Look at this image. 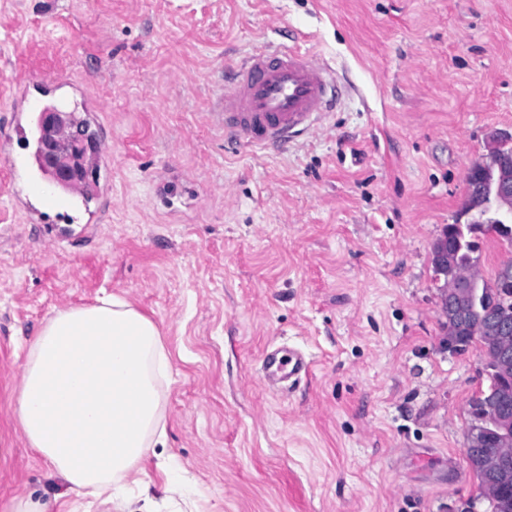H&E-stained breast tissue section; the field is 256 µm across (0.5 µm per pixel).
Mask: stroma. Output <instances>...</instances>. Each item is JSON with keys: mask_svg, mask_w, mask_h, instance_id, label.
Returning a JSON list of instances; mask_svg holds the SVG:
<instances>
[{"mask_svg": "<svg viewBox=\"0 0 512 512\" xmlns=\"http://www.w3.org/2000/svg\"><path fill=\"white\" fill-rule=\"evenodd\" d=\"M265 43L339 88L281 150L214 119ZM61 71L103 105L85 118L112 191L29 223L0 152V512H119L68 491L13 414L46 318L110 294L171 362L141 512H486L464 457L483 356L440 344L432 249L475 220L466 173L512 126V0H0V83ZM277 348L310 362L299 383L268 386Z\"/></svg>", "mask_w": 512, "mask_h": 512, "instance_id": "35a3bbf8", "label": "stroma"}]
</instances>
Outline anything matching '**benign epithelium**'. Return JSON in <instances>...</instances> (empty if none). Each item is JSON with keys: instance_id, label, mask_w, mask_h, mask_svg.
<instances>
[{"instance_id": "1", "label": "benign epithelium", "mask_w": 512, "mask_h": 512, "mask_svg": "<svg viewBox=\"0 0 512 512\" xmlns=\"http://www.w3.org/2000/svg\"><path fill=\"white\" fill-rule=\"evenodd\" d=\"M42 118V137L45 155L51 164L55 182L62 180L76 183L81 170L71 163L66 167L58 165L57 155L60 146H67L70 155L79 154L92 146L89 139H69L61 129L56 112H44ZM491 163H478L469 168L466 176L470 186L468 199L476 200L485 208H493L499 215V223H512V155L504 149L512 145V129H500L492 133L490 139ZM495 169L498 172L494 192L483 187L485 173ZM477 263H471L465 269L454 271L445 285L442 298L443 327L445 338L443 347L457 352L464 343L480 340L481 333L475 328H467V320L474 301V289L471 285L477 280L474 273ZM483 352H492L484 356V368L494 370L502 379L512 374V319L509 308H503L493 324V336L482 346ZM481 424L474 425L466 435L464 448L469 469L480 471L486 477L485 493L489 501L497 503L496 496L512 486V409L509 408L508 394L500 392L497 399L489 403V409L479 413Z\"/></svg>"}]
</instances>
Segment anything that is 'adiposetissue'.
<instances>
[{
	"instance_id": "obj_1",
	"label": "adipose tissue",
	"mask_w": 512,
	"mask_h": 512,
	"mask_svg": "<svg viewBox=\"0 0 512 512\" xmlns=\"http://www.w3.org/2000/svg\"><path fill=\"white\" fill-rule=\"evenodd\" d=\"M170 380L157 325L106 297L46 319L28 347L14 416L70 490L122 500L148 451L166 444Z\"/></svg>"
}]
</instances>
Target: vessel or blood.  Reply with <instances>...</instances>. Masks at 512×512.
Masks as SVG:
<instances>
[{"label":"vessel or blood","instance_id":"1","mask_svg":"<svg viewBox=\"0 0 512 512\" xmlns=\"http://www.w3.org/2000/svg\"><path fill=\"white\" fill-rule=\"evenodd\" d=\"M329 69L308 53L285 46L263 48L238 63L235 83L224 95V130L242 135L247 147L283 145L311 129L329 106ZM68 74L55 75L48 85H70ZM46 83L15 84L8 96V108L15 114H36L43 105L37 96ZM13 194H27L33 207L29 219H44L71 207L69 196L35 179L9 184ZM267 368L287 370L289 375L308 371L309 365L296 350L286 355L270 353Z\"/></svg>","mask_w":512,"mask_h":512}]
</instances>
